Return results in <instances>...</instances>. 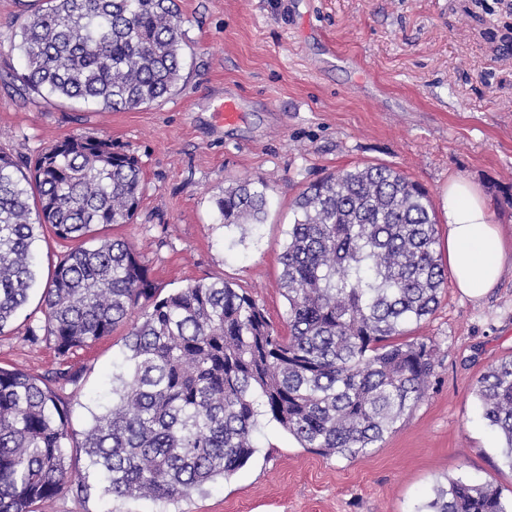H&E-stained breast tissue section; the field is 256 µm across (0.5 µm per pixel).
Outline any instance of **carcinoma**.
<instances>
[{"label":"carcinoma","mask_w":512,"mask_h":512,"mask_svg":"<svg viewBox=\"0 0 512 512\" xmlns=\"http://www.w3.org/2000/svg\"><path fill=\"white\" fill-rule=\"evenodd\" d=\"M184 46L174 0H43L11 50L34 101L117 112L172 94ZM268 189L260 178L225 187L220 223H263ZM145 190L137 157L107 136H70L33 161L0 153V335L37 283L35 243L47 232L69 247L43 290V324L26 328L31 341L65 357L141 310L125 338L127 371L79 444L102 494L172 500L226 478L254 454L260 416L305 448L353 458L424 396L433 345L399 337L433 314L447 272L421 185L383 165L308 184L281 255L285 336L223 280L160 296L128 242L97 235L131 223ZM81 380L70 368L35 377L0 367V512H34L67 481L61 391ZM475 394L512 468V357ZM417 512H512V502L491 482L458 477Z\"/></svg>","instance_id":"carcinoma-1"}]
</instances>
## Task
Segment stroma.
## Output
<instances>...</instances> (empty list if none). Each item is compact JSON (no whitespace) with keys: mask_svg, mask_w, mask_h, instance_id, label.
Returning a JSON list of instances; mask_svg holds the SVG:
<instances>
[{"mask_svg":"<svg viewBox=\"0 0 512 512\" xmlns=\"http://www.w3.org/2000/svg\"><path fill=\"white\" fill-rule=\"evenodd\" d=\"M38 0H0V152L34 158L75 134L107 135L139 160L146 192L132 223L105 228L128 241L160 296L217 279L242 289L287 333L280 254L293 202L308 183L383 164L426 188L443 213L450 179L481 190L512 244V0H176L186 68L177 90L148 107L99 112L31 103L13 81L18 27ZM236 96L241 115L217 107ZM269 184L263 224L227 230L213 197L228 183ZM64 248L38 243L39 279ZM35 287L0 335V366L42 376L58 368L52 343L25 340L44 321ZM127 326L67 364L83 374L70 403V475L39 512H417L447 478L494 482L512 498V468L481 416L479 377L512 356V259L480 299L447 286L406 338L434 348L424 397L395 430L354 458L303 448L261 421L256 453L227 478L159 501L77 494L79 449L91 410L124 370Z\"/></svg>","mask_w":512,"mask_h":512,"instance_id":"stroma-1","label":"stroma"}]
</instances>
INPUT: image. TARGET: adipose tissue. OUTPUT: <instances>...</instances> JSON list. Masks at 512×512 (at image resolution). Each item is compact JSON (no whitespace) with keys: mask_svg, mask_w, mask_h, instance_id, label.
Returning a JSON list of instances; mask_svg holds the SVG:
<instances>
[{"mask_svg":"<svg viewBox=\"0 0 512 512\" xmlns=\"http://www.w3.org/2000/svg\"><path fill=\"white\" fill-rule=\"evenodd\" d=\"M447 252L455 288L481 297L500 280L508 253L499 225L494 224L479 189L453 179L446 193Z\"/></svg>","mask_w":512,"mask_h":512,"instance_id":"obj_1","label":"adipose tissue"}]
</instances>
